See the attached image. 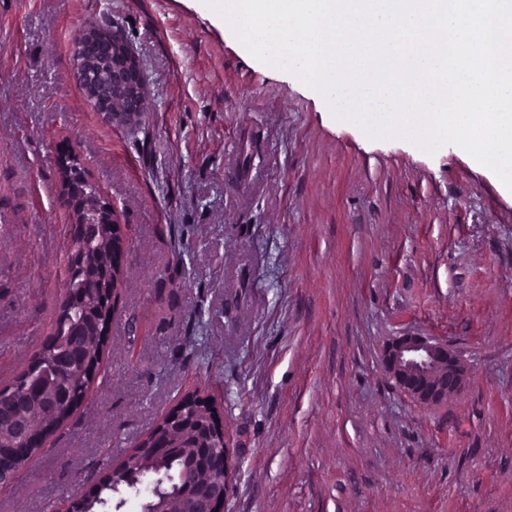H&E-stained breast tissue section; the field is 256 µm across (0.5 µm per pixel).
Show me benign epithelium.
Listing matches in <instances>:
<instances>
[{
  "mask_svg": "<svg viewBox=\"0 0 512 512\" xmlns=\"http://www.w3.org/2000/svg\"><path fill=\"white\" fill-rule=\"evenodd\" d=\"M140 61L127 42L112 50V82L124 86L132 98L144 97V88L136 79ZM73 77L84 93L102 111L115 121L131 123L138 111L121 106L106 97L84 65L73 69ZM64 191L68 206L73 210L76 224H102L115 222V206L105 196L90 205L84 197L85 182L77 164L63 166ZM382 364L388 378L404 396L420 405H437L448 401L462 387L467 368L461 355L448 348L436 337L420 333H403L390 340L382 355ZM9 438L17 441L14 448H0V470L11 468L12 463L30 454L35 440L28 424L26 403L17 400L14 415L8 425ZM146 450L163 454L175 445L160 438L153 430L144 444ZM204 478L193 483L179 496L178 512H218L224 504L228 479L227 450L216 452L211 448H196L192 453Z\"/></svg>",
  "mask_w": 512,
  "mask_h": 512,
  "instance_id": "benign-epithelium-1",
  "label": "benign epithelium"
}]
</instances>
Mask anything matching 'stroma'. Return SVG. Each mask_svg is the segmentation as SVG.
Returning a JSON list of instances; mask_svg holds the SVG:
<instances>
[{
    "label": "stroma",
    "mask_w": 512,
    "mask_h": 512,
    "mask_svg": "<svg viewBox=\"0 0 512 512\" xmlns=\"http://www.w3.org/2000/svg\"><path fill=\"white\" fill-rule=\"evenodd\" d=\"M91 24L141 60L136 122L73 79ZM64 149L117 208L123 286L98 375L0 512H63L195 392L223 512H512V191L490 169L369 138L207 0H0V387L67 290ZM406 332L463 354L448 402L386 376Z\"/></svg>",
    "instance_id": "obj_1"
}]
</instances>
